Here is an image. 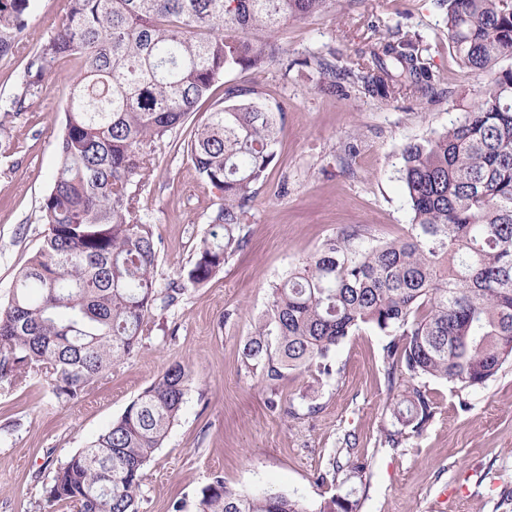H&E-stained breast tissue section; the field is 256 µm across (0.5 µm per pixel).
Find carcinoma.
I'll return each instance as SVG.
<instances>
[{
	"mask_svg": "<svg viewBox=\"0 0 512 512\" xmlns=\"http://www.w3.org/2000/svg\"><path fill=\"white\" fill-rule=\"evenodd\" d=\"M30 0H0V56L18 49ZM333 0H68L66 24L32 54L25 101L63 58L79 63L41 249L18 273L0 312V388L31 376L59 398L85 393L142 341L152 309L209 282L247 248L244 216L275 158L276 115L230 72L265 67L280 48L256 35L323 12ZM448 42L467 67L512 56V0H438ZM344 77L381 99H426L434 77L400 30L357 50ZM224 97L197 125L187 154L224 199L191 267L161 291L157 245L143 223L134 179L156 143L196 114L216 83ZM401 179L412 213L402 237L358 245L362 229L327 238L271 288L265 316L243 349L247 367L275 382L293 371L331 376L343 339L368 327L385 338L391 427L397 448L435 411L419 380L479 388L512 361V68L485 85L474 107L444 131L406 146ZM193 382L183 364L132 401L112 426L61 465L49 501L77 512H139L144 468L175 422ZM336 496L317 512H359ZM197 512H310L284 492L251 494L216 475Z\"/></svg>",
	"mask_w": 512,
	"mask_h": 512,
	"instance_id": "cac0c4a2",
	"label": "carcinoma"
}]
</instances>
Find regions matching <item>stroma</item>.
I'll list each match as a JSON object with an SVG mask.
<instances>
[{
    "instance_id": "stroma-1",
    "label": "stroma",
    "mask_w": 512,
    "mask_h": 512,
    "mask_svg": "<svg viewBox=\"0 0 512 512\" xmlns=\"http://www.w3.org/2000/svg\"><path fill=\"white\" fill-rule=\"evenodd\" d=\"M68 0H31L26 49L62 26ZM401 26L422 37L435 75L424 100L387 101L361 86H323L310 61L335 48L351 66L369 37ZM280 61L227 74L254 89L282 126L276 156L244 222L249 246L206 285L153 309L138 349L81 398H57L39 378L0 389V512H67L45 488L57 467L106 431L174 363L194 380L179 418L144 471L139 512H192L214 476L260 494L281 491L310 512L333 495H360V512H512V362L486 386L460 393L426 381L436 416L397 448L381 446L391 423L382 336L359 330L337 346L334 378L292 372L276 384L243 362V347L264 314L271 286L342 228L366 229L364 245L405 234L411 219L400 179L406 144L443 131L478 100L491 72L464 66L448 43L438 0H336L330 11L281 26ZM25 55L0 58V310L12 283L41 247L40 205L52 186L76 61L61 60L46 89L10 111L23 90ZM191 124L155 148L135 180L144 223L157 242L159 288L188 269L221 196L183 146ZM467 408H460V400ZM368 461L366 484L319 482L330 460Z\"/></svg>"
}]
</instances>
